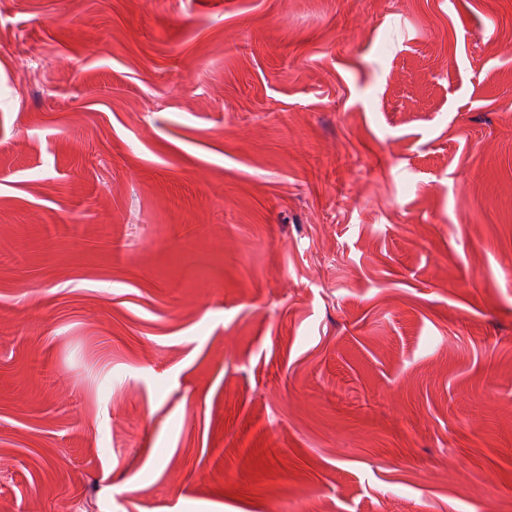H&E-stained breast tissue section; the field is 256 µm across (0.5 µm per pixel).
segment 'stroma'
<instances>
[{"instance_id":"stroma-1","label":"stroma","mask_w":512,"mask_h":512,"mask_svg":"<svg viewBox=\"0 0 512 512\" xmlns=\"http://www.w3.org/2000/svg\"><path fill=\"white\" fill-rule=\"evenodd\" d=\"M75 496L512 512V0H0V501Z\"/></svg>"}]
</instances>
